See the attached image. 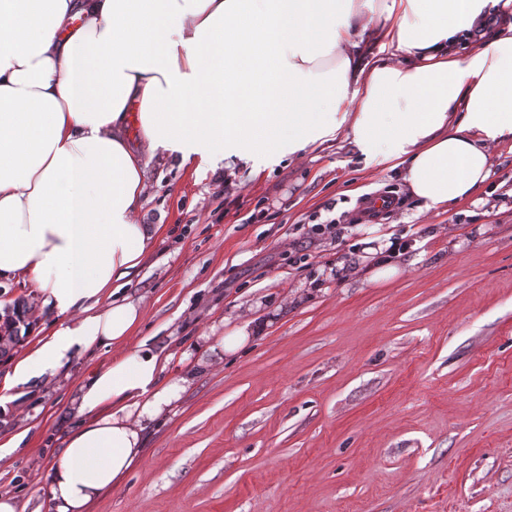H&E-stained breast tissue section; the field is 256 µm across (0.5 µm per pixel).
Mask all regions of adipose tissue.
Here are the masks:
<instances>
[{
	"label": "adipose tissue",
	"mask_w": 512,
	"mask_h": 512,
	"mask_svg": "<svg viewBox=\"0 0 512 512\" xmlns=\"http://www.w3.org/2000/svg\"><path fill=\"white\" fill-rule=\"evenodd\" d=\"M500 2L0 0V280H28L32 316L55 317L0 384V411L22 415L19 382L113 350L76 389L50 512H87L117 485L195 376L165 377L170 354L131 344L144 306L112 290L164 230L140 219L144 154L298 161L336 139L397 172L422 212L466 201L512 142V21L464 56L451 48ZM373 24L377 54L357 38ZM263 330L247 317L197 337L196 366Z\"/></svg>",
	"instance_id": "1"
}]
</instances>
